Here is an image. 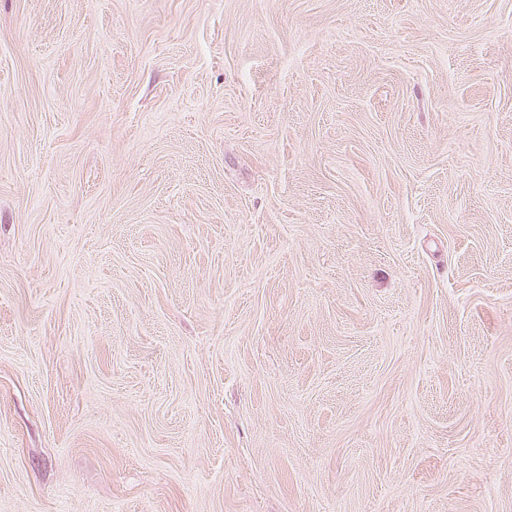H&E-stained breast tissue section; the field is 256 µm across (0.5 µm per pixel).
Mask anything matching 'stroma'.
Segmentation results:
<instances>
[{"instance_id": "obj_1", "label": "stroma", "mask_w": 512, "mask_h": 512, "mask_svg": "<svg viewBox=\"0 0 512 512\" xmlns=\"http://www.w3.org/2000/svg\"><path fill=\"white\" fill-rule=\"evenodd\" d=\"M0 512H512V0H0Z\"/></svg>"}]
</instances>
